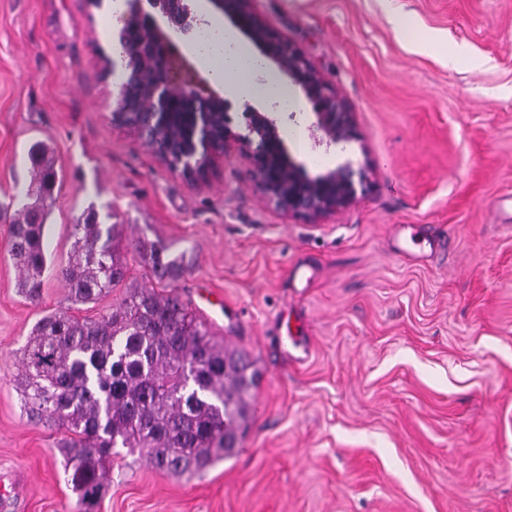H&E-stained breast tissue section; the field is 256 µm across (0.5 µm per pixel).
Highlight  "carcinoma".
<instances>
[{
  "instance_id": "carcinoma-1",
  "label": "carcinoma",
  "mask_w": 512,
  "mask_h": 512,
  "mask_svg": "<svg viewBox=\"0 0 512 512\" xmlns=\"http://www.w3.org/2000/svg\"><path fill=\"white\" fill-rule=\"evenodd\" d=\"M28 161L29 202L10 216V255L19 293L34 301L60 174L43 141L29 148ZM122 228L101 223L93 208L74 225L63 269L67 302L95 303L126 284L131 260L144 262L159 283L181 276L184 254L145 240L128 254L120 247ZM258 379L249 356L215 340L179 294L131 283L120 303L95 320L66 311L40 319L23 349L19 385L30 419L66 432L61 452L77 512H97L106 461L118 444L175 477L231 456L249 423Z\"/></svg>"
}]
</instances>
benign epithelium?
<instances>
[{
	"instance_id": "obj_1",
	"label": "benign epithelium",
	"mask_w": 512,
	"mask_h": 512,
	"mask_svg": "<svg viewBox=\"0 0 512 512\" xmlns=\"http://www.w3.org/2000/svg\"><path fill=\"white\" fill-rule=\"evenodd\" d=\"M194 0H153L152 6L177 31L189 35L201 24ZM215 12L231 19L257 48L263 65L276 68L298 85L313 105L311 136L317 146L330 147L353 139L351 111L332 86L302 52L271 28L252 9V0H209ZM116 38L121 48L123 78L112 101V123L134 129L156 148L160 160L191 185L207 181L217 159L230 142L240 145L249 161L260 192L282 212L315 218L351 205L356 196L351 165H341L316 178L300 174L288 154L274 114L276 101L261 111L241 104L239 117L233 104L211 90L185 67L176 68L177 45L161 35L154 14L143 0H127ZM152 72L145 85L140 68ZM184 119L186 132L175 140L161 141L174 116Z\"/></svg>"
}]
</instances>
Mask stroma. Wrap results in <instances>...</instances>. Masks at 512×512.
<instances>
[{"label": "stroma", "instance_id": "1", "mask_svg": "<svg viewBox=\"0 0 512 512\" xmlns=\"http://www.w3.org/2000/svg\"><path fill=\"white\" fill-rule=\"evenodd\" d=\"M347 102L354 140L280 133L305 177L366 168L355 201L305 219L261 196L236 145L190 186L113 125V0H0V203L49 143L63 173L39 300L22 298L0 222V512H76L58 444L16 384L43 315L68 307L72 226L96 208L126 242L185 255L173 287L260 373L241 448L194 476L119 449L99 512H512V0H252ZM409 14L410 38L391 12ZM412 225L424 259L393 245ZM317 270L304 295L293 264ZM300 324L306 359L282 339Z\"/></svg>", "mask_w": 512, "mask_h": 512}]
</instances>
